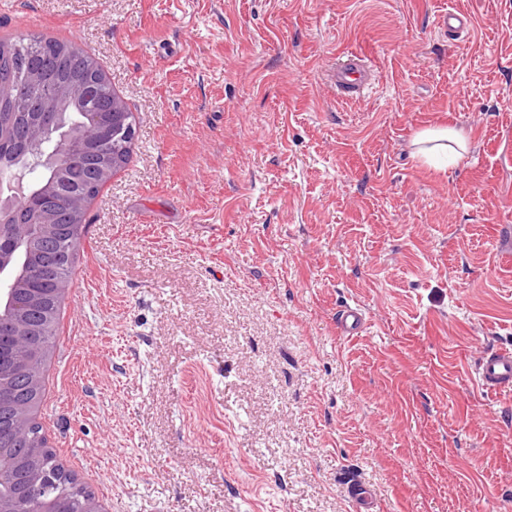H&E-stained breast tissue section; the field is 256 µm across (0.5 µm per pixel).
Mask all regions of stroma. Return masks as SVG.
Returning a JSON list of instances; mask_svg holds the SVG:
<instances>
[{"label":"stroma","mask_w":512,"mask_h":512,"mask_svg":"<svg viewBox=\"0 0 512 512\" xmlns=\"http://www.w3.org/2000/svg\"><path fill=\"white\" fill-rule=\"evenodd\" d=\"M30 33L139 117L38 413L103 512H512V394L474 376L512 348V0H0ZM443 123L469 153L420 164ZM370 70L359 56L350 55L336 67L332 81L337 89L349 95H358L364 90L366 76ZM364 314L357 306H344L339 311L336 325L341 333L345 336H354L360 332L364 326Z\"/></svg>","instance_id":"35a3bbf8"}]
</instances>
